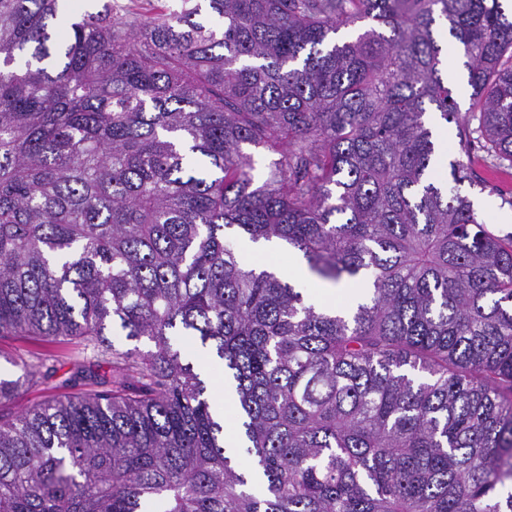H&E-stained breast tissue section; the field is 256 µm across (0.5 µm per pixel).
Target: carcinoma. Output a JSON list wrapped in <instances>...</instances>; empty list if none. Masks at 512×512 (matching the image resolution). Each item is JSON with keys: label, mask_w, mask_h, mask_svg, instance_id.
Masks as SVG:
<instances>
[{"label": "carcinoma", "mask_w": 512, "mask_h": 512, "mask_svg": "<svg viewBox=\"0 0 512 512\" xmlns=\"http://www.w3.org/2000/svg\"><path fill=\"white\" fill-rule=\"evenodd\" d=\"M58 2L0 0V339L112 377L0 417V512H512V235L426 118L512 168L504 0H207L220 30ZM227 229L363 293L319 309ZM174 331L224 363L250 471ZM5 362L0 404L58 371ZM466 59L457 52L448 60V81L453 90V96L458 102L460 112L465 113L469 107L471 88L469 87L468 72L464 66ZM75 340H69L63 337H59L55 341H41L31 336H10L4 339H0V349L5 353L14 354L21 352L26 354L28 357H44L51 356L67 361L65 366L58 372L56 378L53 380L51 385H58L63 380L68 378L73 371L74 364L83 363L89 366V355L88 359L84 356L77 358L75 361Z\"/></svg>", "instance_id": "1"}]
</instances>
